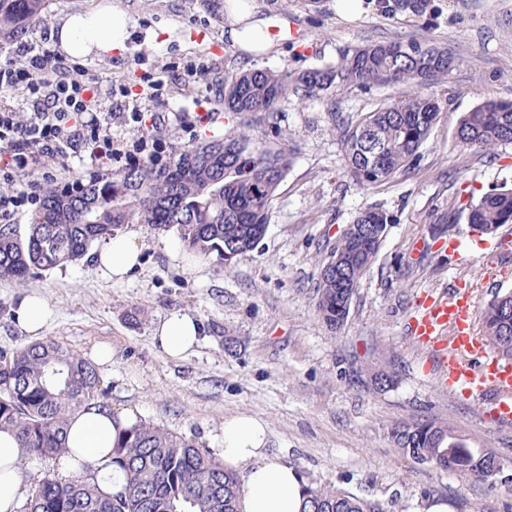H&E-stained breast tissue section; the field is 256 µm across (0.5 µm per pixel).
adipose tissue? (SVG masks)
Listing matches in <instances>:
<instances>
[{
  "instance_id": "ef3b65f1",
  "label": "adipose tissue",
  "mask_w": 512,
  "mask_h": 512,
  "mask_svg": "<svg viewBox=\"0 0 512 512\" xmlns=\"http://www.w3.org/2000/svg\"><path fill=\"white\" fill-rule=\"evenodd\" d=\"M224 36L245 53L258 55L272 49L275 40L269 18L258 5L236 10L225 4ZM55 33L64 54L74 59L107 56L123 49L128 20L123 11L101 6L62 16ZM142 245L137 234L123 233L107 239L93 255L98 273L112 281L124 280L140 265ZM202 329L189 315L173 313L154 330V339L171 358L189 355L199 343ZM136 421L132 410L85 408L71 417L65 438L66 450L56 464L62 476L91 470L95 483L106 491L119 490L124 472L113 465L112 452L119 435ZM265 422L258 416L239 414L224 422V446L220 458L241 483L239 512H304L305 481L292 463L267 446ZM25 452L14 432L0 430V512H18L24 500L21 469Z\"/></svg>"
}]
</instances>
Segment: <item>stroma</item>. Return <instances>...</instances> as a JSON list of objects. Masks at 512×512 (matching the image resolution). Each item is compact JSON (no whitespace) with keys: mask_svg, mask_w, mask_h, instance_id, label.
<instances>
[{"mask_svg":"<svg viewBox=\"0 0 512 512\" xmlns=\"http://www.w3.org/2000/svg\"><path fill=\"white\" fill-rule=\"evenodd\" d=\"M224 0H112L128 17L124 50L91 57L94 78H112L132 92L141 73L164 82L162 97L141 100L147 123H166L174 146L187 144L174 115L201 120L196 138L221 135L235 115L210 100L203 83L174 62H204L220 71L303 69L334 61L340 47L368 40L426 37L458 57L460 66L428 86L439 116L408 173L373 187L350 179L331 112L319 101L289 98L277 125L299 147L277 191L272 217L257 247L227 267L206 258L186 267L172 256L179 238L141 224V266L122 283L103 280L92 256L24 283L0 280V350L30 341L13 321L17 302L40 293L51 316L42 334L85 358L101 346L112 363L100 370L112 406L220 454L225 419L248 413L268 427L269 446L320 483L378 501L385 512H416L419 502L444 499L450 512H512V424L454 394L439 380L431 352L410 335L409 323L426 292L457 281L480 284L479 304L512 291V224L496 234L471 231L461 205L467 193L512 188V144L462 156L454 134L464 112L487 99L512 100V0H431L427 12L382 13L363 0L362 14L341 18L336 0L304 9L262 0L266 16L286 26L274 48L243 57L224 39ZM144 68L131 66L135 53ZM404 87L338 92L336 110L355 115L401 98ZM379 207L393 218L376 259L361 280L347 321L330 330L319 318V262L358 213ZM454 223L451 245L432 242L441 214ZM137 320H130V313ZM180 312L199 320L203 339L181 360L164 355L152 333ZM238 342L224 349L225 336ZM397 375L384 392L363 381L372 370ZM434 420L458 430L472 446L491 449L502 466L480 480L414 461L391 439L395 424Z\"/></svg>","mask_w":512,"mask_h":512,"instance_id":"obj_1","label":"stroma"}]
</instances>
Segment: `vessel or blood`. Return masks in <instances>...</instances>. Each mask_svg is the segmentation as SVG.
<instances>
[{"instance_id": "b4317fda", "label": "vessel or blood", "mask_w": 512, "mask_h": 512, "mask_svg": "<svg viewBox=\"0 0 512 512\" xmlns=\"http://www.w3.org/2000/svg\"><path fill=\"white\" fill-rule=\"evenodd\" d=\"M477 307L469 289L425 294L411 322L412 336L436 354L440 379L497 420L512 423V362L497 359L473 334Z\"/></svg>"}]
</instances>
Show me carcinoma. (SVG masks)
<instances>
[{
    "label": "carcinoma",
    "mask_w": 512,
    "mask_h": 512,
    "mask_svg": "<svg viewBox=\"0 0 512 512\" xmlns=\"http://www.w3.org/2000/svg\"><path fill=\"white\" fill-rule=\"evenodd\" d=\"M43 6L44 0H0V39L26 36L43 21ZM427 7V0H380V8L392 14ZM458 65L447 49L421 37L349 45L336 61L297 71L226 68L205 85L224 111L239 117L235 129L176 149L162 167H130L79 192L47 186L30 223L0 224V280L21 283L37 271L77 262L95 242L129 224L173 232L191 252L228 266L264 237L277 190L298 151L277 129L271 139H254L253 122L275 126L291 96L331 105L339 90L409 87L399 100L333 121L347 175L374 186L417 162L439 115L437 101L422 89ZM455 140L463 150L511 144L512 101L486 100L464 113ZM467 219L490 232L512 224V189H493L470 203ZM391 222L379 208L363 210L322 260L324 267L340 259L335 272L319 274L316 282V309L330 329L347 320ZM480 324L491 350L512 359V292L490 300ZM105 398L98 367L57 341L0 351V428H11L30 458L61 454L70 416L90 405L106 406ZM391 437L399 452L418 462L475 478L495 458L490 449L473 448L456 430L433 421L399 423ZM112 463L125 472L121 490L105 493L47 472L20 512H237L236 474L196 442L159 426L136 422L113 448ZM307 496L308 512H384L375 501L313 479Z\"/></svg>",
    "instance_id": "carcinoma-1"
}]
</instances>
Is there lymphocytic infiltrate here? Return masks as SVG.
<instances>
[{"instance_id":"1","label":"lymphocytic infiltrate","mask_w":512,"mask_h":512,"mask_svg":"<svg viewBox=\"0 0 512 512\" xmlns=\"http://www.w3.org/2000/svg\"><path fill=\"white\" fill-rule=\"evenodd\" d=\"M0 90L21 106H0V222L14 223L37 209L44 184L74 188L111 167L163 163L172 146L159 132L126 143L112 136L113 119L141 122L129 91L111 79L88 77L76 62L58 57L49 31L0 58ZM27 172V182L16 176Z\"/></svg>"}]
</instances>
